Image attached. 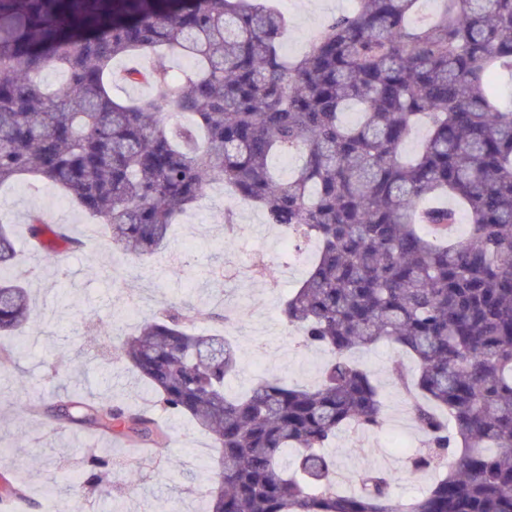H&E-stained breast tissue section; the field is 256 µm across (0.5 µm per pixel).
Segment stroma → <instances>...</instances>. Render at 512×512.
Wrapping results in <instances>:
<instances>
[{
	"mask_svg": "<svg viewBox=\"0 0 512 512\" xmlns=\"http://www.w3.org/2000/svg\"><path fill=\"white\" fill-rule=\"evenodd\" d=\"M279 9L288 19L283 50L294 58L346 6L342 0H281ZM0 204L21 248L13 275L24 280L44 320L34 336L15 341L11 361L0 360V472L25 487V512H53L63 497L81 500L84 512L112 507L119 512H208L218 465L206 431L188 418L161 414L169 438L150 449L153 462L144 465L120 438L106 441L87 427L60 426L54 418L57 395L66 385L91 399L149 406L147 385L123 359L105 354L112 343L104 323L133 302L151 311L170 301L202 310L236 306L241 322L231 336L239 347L240 372L229 382L231 391H243L260 377L314 384L326 355L297 349L279 314L283 300L304 278L313 251L289 264L277 246L280 228L266 223L261 209L245 203L236 214L242 231L226 237L224 197L207 193L180 218L166 249L136 263L134 275L119 277L115 270L124 255L100 235L89 234L94 217L56 188L20 179L0 189ZM34 212L48 223L69 225L72 235L81 238V248L64 253L59 263L28 251L27 224ZM355 357L381 388L386 423L377 432L345 429L337 434L329 453L336 459L340 485L356 492L359 473L378 465L393 477L394 499L418 496L434 477L412 472L408 465L422 435L408 413L405 392L390 376L395 349L385 342ZM23 400L38 407V414L20 417ZM92 452L113 461L111 503L72 481Z\"/></svg>",
	"mask_w": 512,
	"mask_h": 512,
	"instance_id": "35a3bbf8",
	"label": "stroma"
}]
</instances>
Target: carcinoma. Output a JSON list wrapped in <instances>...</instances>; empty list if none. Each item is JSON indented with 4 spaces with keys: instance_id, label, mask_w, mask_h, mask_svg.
I'll use <instances>...</instances> for the list:
<instances>
[{
    "instance_id": "cac0c4a2",
    "label": "carcinoma",
    "mask_w": 512,
    "mask_h": 512,
    "mask_svg": "<svg viewBox=\"0 0 512 512\" xmlns=\"http://www.w3.org/2000/svg\"><path fill=\"white\" fill-rule=\"evenodd\" d=\"M354 2L289 59L285 16L255 0H0V186L28 175L60 189L134 260L157 253L213 184L317 243L280 308L300 348L329 355L315 385L263 378L229 393L238 350L197 332L186 304L118 347L157 406L211 435L210 512H512V110L490 80L512 69V0H442L425 20L422 0ZM172 52L191 64L172 71ZM146 54L148 70L113 69ZM47 70L65 82L44 88ZM118 81L154 94L119 101ZM419 127L424 142L404 161ZM276 157L299 163L282 177ZM462 213L468 236L450 241ZM80 246L30 215V251ZM16 255L0 215V334L21 339L38 316L6 276ZM380 342L397 350L392 379L424 436L410 466L435 474L405 502L376 466L358 492H337L325 452L340 429L384 426L380 389L351 358ZM57 410L130 443L168 438L147 411L110 399L65 389ZM111 468L89 454L83 483L107 493Z\"/></svg>"
}]
</instances>
